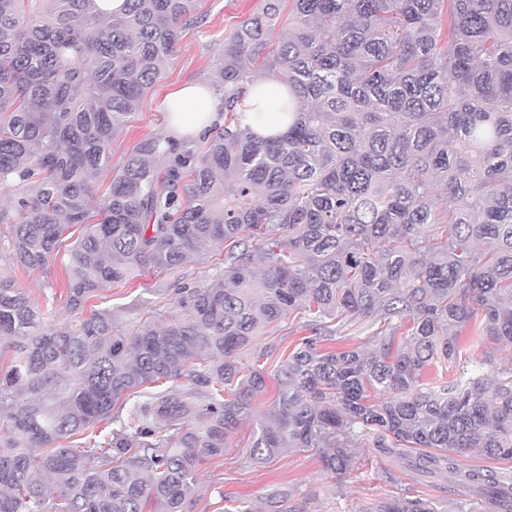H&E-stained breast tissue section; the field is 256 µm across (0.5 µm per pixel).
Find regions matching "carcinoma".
<instances>
[{
    "label": "carcinoma",
    "mask_w": 512,
    "mask_h": 512,
    "mask_svg": "<svg viewBox=\"0 0 512 512\" xmlns=\"http://www.w3.org/2000/svg\"><path fill=\"white\" fill-rule=\"evenodd\" d=\"M126 2L112 16L93 0H0L9 258L40 270L84 226L67 323L0 272V512H42L35 473L54 481L55 512H184L265 389L237 356L294 313L313 334L279 365L252 459L295 448L341 473L370 441L453 473L470 448L512 460V368L459 360L471 326L512 344V0H262L224 38V126L141 141L100 194L113 139L198 19L199 0ZM262 76L298 102L277 137L232 109ZM226 241L223 274L177 283L162 327L127 334L112 309L87 308ZM371 318L373 351L322 349L325 320ZM438 359L452 376L423 382ZM105 420L112 432L93 433ZM463 478L512 512L511 474ZM374 512L437 509L401 495Z\"/></svg>",
    "instance_id": "carcinoma-1"
}]
</instances>
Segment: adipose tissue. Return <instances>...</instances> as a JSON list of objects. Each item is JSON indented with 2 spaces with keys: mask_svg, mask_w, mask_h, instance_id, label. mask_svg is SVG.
<instances>
[{
  "mask_svg": "<svg viewBox=\"0 0 512 512\" xmlns=\"http://www.w3.org/2000/svg\"><path fill=\"white\" fill-rule=\"evenodd\" d=\"M288 90L271 79L253 81L236 105L238 122L261 137L285 132L290 122L281 110ZM168 114L166 135L172 140L202 138L208 130L224 121V96L207 83L187 84L165 99Z\"/></svg>",
  "mask_w": 512,
  "mask_h": 512,
  "instance_id": "obj_1",
  "label": "adipose tissue"
}]
</instances>
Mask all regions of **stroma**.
<instances>
[{"label": "stroma", "mask_w": 512, "mask_h": 512, "mask_svg": "<svg viewBox=\"0 0 512 512\" xmlns=\"http://www.w3.org/2000/svg\"><path fill=\"white\" fill-rule=\"evenodd\" d=\"M261 0H200L197 24L186 26L163 78L144 96L139 109L130 116L112 143L113 165L139 142L163 136L165 97L189 82L221 87L216 75L225 36L237 24L260 8ZM224 246L205 248L201 259H193L177 272L144 268L127 281L103 289L92 298L95 307L111 308L122 326L145 318L164 324L173 303V284L184 279L199 283L213 279L224 270ZM67 252H60L45 270H16L13 278L35 301L66 292ZM310 331L301 318H287L263 329L247 351L239 356L243 367L260 363L266 387L255 400L253 418L247 419L230 435L223 455L205 464L196 492L185 512H234L246 506L249 512H267V497L276 488L288 491L287 504L293 512H372L384 497L405 495L430 499L438 512H496L494 504L477 495L463 481L418 475L409 456L383 455L364 447L354 451L351 467L342 474L327 471L309 451L291 450L266 463H257L249 454L255 440L257 418L263 417L279 392L276 371L280 363L299 346ZM463 360L495 367L512 365V346L494 343L466 330L460 339Z\"/></svg>", "instance_id": "35a3bbf8"}]
</instances>
